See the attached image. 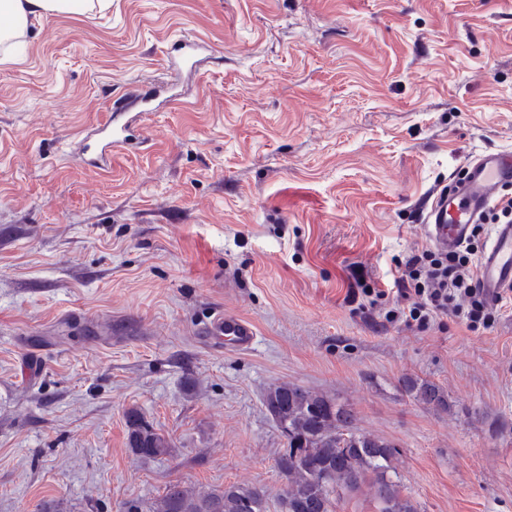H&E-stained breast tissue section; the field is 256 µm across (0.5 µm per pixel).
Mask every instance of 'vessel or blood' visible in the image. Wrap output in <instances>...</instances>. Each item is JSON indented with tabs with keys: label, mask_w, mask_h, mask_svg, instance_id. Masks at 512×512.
Here are the masks:
<instances>
[{
	"label": "vessel or blood",
	"mask_w": 512,
	"mask_h": 512,
	"mask_svg": "<svg viewBox=\"0 0 512 512\" xmlns=\"http://www.w3.org/2000/svg\"><path fill=\"white\" fill-rule=\"evenodd\" d=\"M183 63L196 74L222 67L223 56L201 39H181L175 46ZM154 94L138 87L131 94L114 101L107 119L86 135L78 153L88 165L104 169L112 164L113 153L138 143L144 115L154 112ZM138 102L142 111H128L129 103ZM512 185V150H485L469 159L461 176L451 177L449 185L440 187L427 201L422 222L432 243L454 249L469 236L473 224L494 203L502 190ZM479 279L488 299H497L512 288V224L494 225L489 242L479 258ZM210 340H224L239 352L253 349L257 342L254 327L238 316L219 312L201 328Z\"/></svg>",
	"instance_id": "obj_1"
}]
</instances>
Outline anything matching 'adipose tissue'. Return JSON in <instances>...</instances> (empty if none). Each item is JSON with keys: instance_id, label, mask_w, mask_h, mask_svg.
Returning <instances> with one entry per match:
<instances>
[{"instance_id": "1", "label": "adipose tissue", "mask_w": 512, "mask_h": 512, "mask_svg": "<svg viewBox=\"0 0 512 512\" xmlns=\"http://www.w3.org/2000/svg\"><path fill=\"white\" fill-rule=\"evenodd\" d=\"M95 0H0V42L21 36L31 20L48 15H82Z\"/></svg>"}]
</instances>
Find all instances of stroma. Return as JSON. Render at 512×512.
Wrapping results in <instances>:
<instances>
[{"label":"stroma","mask_w":512,"mask_h":512,"mask_svg":"<svg viewBox=\"0 0 512 512\" xmlns=\"http://www.w3.org/2000/svg\"><path fill=\"white\" fill-rule=\"evenodd\" d=\"M185 77L108 170L73 154L125 89ZM0 512H151L168 482L285 486L264 407L293 383L397 444L419 512H512V304L491 327L420 332L395 261L472 154L512 149V0H112L0 45ZM257 329L207 345L214 310ZM412 376L451 411L411 400ZM169 437L126 444L128 409ZM182 58L183 63L189 65L190 69L197 74L203 75L209 68H219L224 65L223 56L201 39L179 40L174 49Z\"/></svg>","instance_id":"1"}]
</instances>
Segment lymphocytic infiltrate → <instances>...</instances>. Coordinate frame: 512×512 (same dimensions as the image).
I'll return each mask as SVG.
<instances>
[{
  "label": "lymphocytic infiltrate",
  "mask_w": 512,
  "mask_h": 512,
  "mask_svg": "<svg viewBox=\"0 0 512 512\" xmlns=\"http://www.w3.org/2000/svg\"><path fill=\"white\" fill-rule=\"evenodd\" d=\"M489 223H512L511 196L497 199L485 224L474 225L470 241L458 250L423 248L401 259L394 285L405 304L385 312V321L425 331L440 317L450 314L465 321L471 329L491 326L500 306L512 298L504 294L498 302H490L479 286L473 261L474 242L482 237Z\"/></svg>",
  "instance_id": "obj_1"
}]
</instances>
